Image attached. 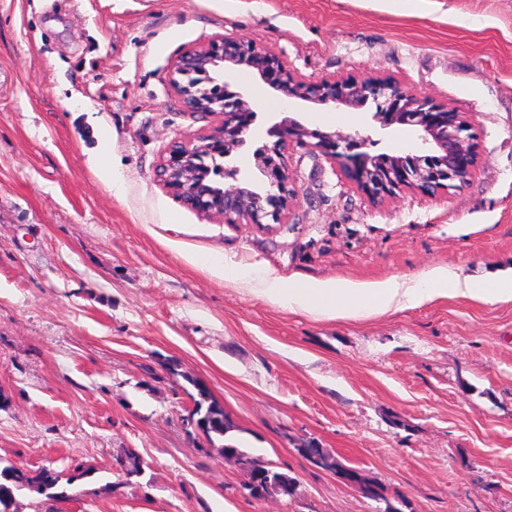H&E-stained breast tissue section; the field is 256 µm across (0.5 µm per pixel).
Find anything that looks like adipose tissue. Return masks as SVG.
Wrapping results in <instances>:
<instances>
[{
    "label": "adipose tissue",
    "instance_id": "obj_1",
    "mask_svg": "<svg viewBox=\"0 0 512 512\" xmlns=\"http://www.w3.org/2000/svg\"><path fill=\"white\" fill-rule=\"evenodd\" d=\"M254 294L289 312L316 318L360 320L416 308L438 296L467 297L485 304L512 299V269L476 281L446 266L411 278L392 277L361 286L349 282L283 285L262 273L248 277Z\"/></svg>",
    "mask_w": 512,
    "mask_h": 512
}]
</instances>
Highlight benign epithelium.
Returning <instances> with one entry per match:
<instances>
[{"mask_svg":"<svg viewBox=\"0 0 512 512\" xmlns=\"http://www.w3.org/2000/svg\"><path fill=\"white\" fill-rule=\"evenodd\" d=\"M245 66L288 99L330 103L351 109L375 106L372 118L385 128L407 125L419 132L425 155L360 151L367 140L361 134L336 137L311 130L288 116L265 131L270 141L253 152L254 168L274 191L252 189L248 176L231 160L233 152L259 139L252 128L256 113L244 93L229 90L231 75ZM168 87L184 111L202 119L222 117L191 137L171 141L156 169L157 182L179 202L206 217L226 224H283L296 201L285 154L294 145L320 152L341 165L370 201L379 202L406 187L433 196L442 189L467 183L478 167L471 122L433 98L411 93L389 79L324 78L306 82L295 76L274 53L249 41L212 39L182 52L171 64ZM221 154L219 174L224 187L207 181L206 160Z\"/></svg>","mask_w":512,"mask_h":512,"instance_id":"obj_1","label":"benign epithelium"}]
</instances>
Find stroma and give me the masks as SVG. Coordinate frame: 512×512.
Instances as JSON below:
<instances>
[{"label": "stroma", "mask_w": 512, "mask_h": 512, "mask_svg": "<svg viewBox=\"0 0 512 512\" xmlns=\"http://www.w3.org/2000/svg\"><path fill=\"white\" fill-rule=\"evenodd\" d=\"M216 37L261 44L308 82L390 78L464 113L476 176L373 203L325 155L293 147L287 223L202 217L155 170L203 126L167 69ZM232 83L259 129L286 111L368 135L372 156L418 151L413 129L381 128L373 107L288 99L248 68ZM206 255L286 284L511 269L512 0H0V466L88 468L56 512H383L313 466L310 441L403 512H512V301L439 296L321 319ZM190 376L243 446L297 480L295 496H248L186 423ZM129 451L141 475L119 467Z\"/></svg>", "instance_id": "1"}]
</instances>
